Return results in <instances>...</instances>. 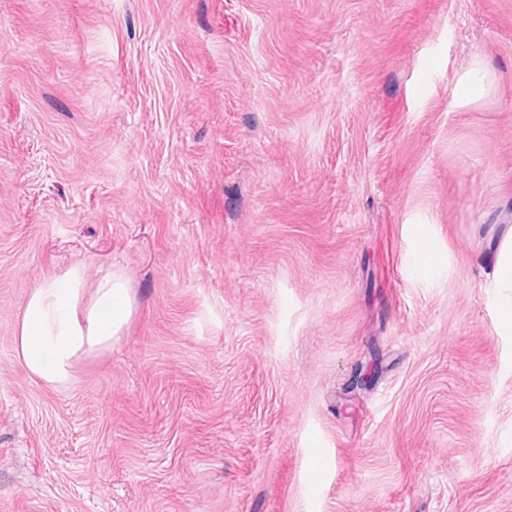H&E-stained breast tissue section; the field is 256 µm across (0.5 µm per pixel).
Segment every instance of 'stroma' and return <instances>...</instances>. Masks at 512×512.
Instances as JSON below:
<instances>
[{
    "label": "stroma",
    "mask_w": 512,
    "mask_h": 512,
    "mask_svg": "<svg viewBox=\"0 0 512 512\" xmlns=\"http://www.w3.org/2000/svg\"><path fill=\"white\" fill-rule=\"evenodd\" d=\"M509 224L512 0H0V512H512ZM74 264L134 310L50 387ZM459 83L465 94L458 100V105L468 107L496 95L499 79L482 54H473L459 77ZM497 268L495 288L512 292V226L503 231L497 239ZM132 315L120 272L89 282L82 265L72 266L28 292L13 336L17 361L34 380L63 386L82 361L112 349Z\"/></svg>",
    "instance_id": "stroma-1"
}]
</instances>
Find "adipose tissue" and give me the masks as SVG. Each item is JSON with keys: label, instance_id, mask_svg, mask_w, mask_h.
I'll list each match as a JSON object with an SVG mask.
<instances>
[{"label": "adipose tissue", "instance_id": "obj_1", "mask_svg": "<svg viewBox=\"0 0 512 512\" xmlns=\"http://www.w3.org/2000/svg\"><path fill=\"white\" fill-rule=\"evenodd\" d=\"M465 90L459 104H479L496 95L499 79L483 55H472L459 77ZM496 287L507 290L499 329L512 334V226L497 239ZM133 315L126 278L106 271L88 281L75 265L28 292L14 330L16 358L29 376L58 387L67 384L84 360L111 350Z\"/></svg>", "mask_w": 512, "mask_h": 512}]
</instances>
